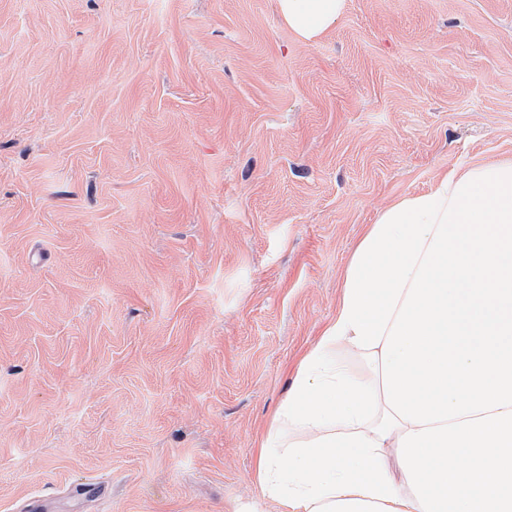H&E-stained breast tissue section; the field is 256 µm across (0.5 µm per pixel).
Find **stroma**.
Returning a JSON list of instances; mask_svg holds the SVG:
<instances>
[{
  "mask_svg": "<svg viewBox=\"0 0 512 512\" xmlns=\"http://www.w3.org/2000/svg\"><path fill=\"white\" fill-rule=\"evenodd\" d=\"M512 162V0H0V512H282L256 438L365 228ZM343 3L344 0H277L284 22L308 41H314L334 28Z\"/></svg>",
  "mask_w": 512,
  "mask_h": 512,
  "instance_id": "1",
  "label": "stroma"
}]
</instances>
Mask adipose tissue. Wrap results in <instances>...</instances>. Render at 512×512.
I'll list each match as a JSON object with an SVG mask.
<instances>
[{
  "label": "adipose tissue",
  "mask_w": 512,
  "mask_h": 512,
  "mask_svg": "<svg viewBox=\"0 0 512 512\" xmlns=\"http://www.w3.org/2000/svg\"><path fill=\"white\" fill-rule=\"evenodd\" d=\"M343 3L277 0L308 41ZM258 486L283 512H512V164L444 175L368 226L263 437Z\"/></svg>",
  "instance_id": "1"
}]
</instances>
